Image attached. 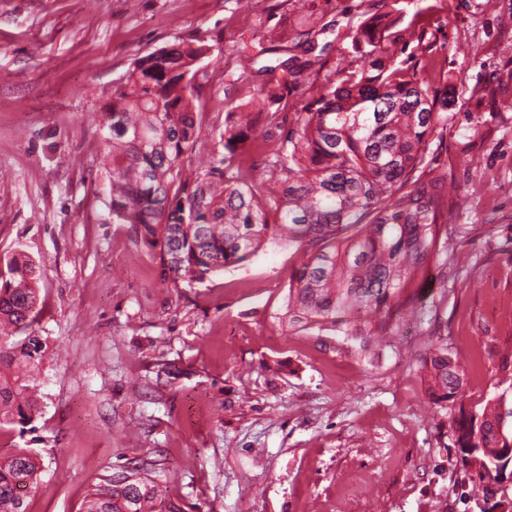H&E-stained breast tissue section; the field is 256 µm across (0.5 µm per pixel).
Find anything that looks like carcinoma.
I'll list each match as a JSON object with an SVG mask.
<instances>
[{
    "mask_svg": "<svg viewBox=\"0 0 512 512\" xmlns=\"http://www.w3.org/2000/svg\"><path fill=\"white\" fill-rule=\"evenodd\" d=\"M399 9L358 24L351 49L361 65L339 72L295 112L276 148L251 157L254 123L279 126L285 91L304 70L286 59L281 77L257 92L266 112L233 107L224 120V153L181 168L198 138L197 86L213 46L206 39L162 48L135 62L102 113L104 159L112 167V223L130 224L159 251L174 287H192L247 261L267 244L303 256L290 276L280 323L344 336L368 352L394 320L416 314L413 286L434 260L456 262L448 234L446 177L419 174L429 135L448 125L444 77L397 64ZM39 267L23 251L0 257V430L33 421L32 372L46 356L34 329ZM432 404L458 401L463 370L438 343L421 360ZM512 405L500 395L480 412H461L454 447L475 469L484 497L512 465ZM41 465L26 448L0 456V512H27ZM85 512H163L152 479L137 467L95 486Z\"/></svg>",
    "mask_w": 512,
    "mask_h": 512,
    "instance_id": "1",
    "label": "carcinoma"
}]
</instances>
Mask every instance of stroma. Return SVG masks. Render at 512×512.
Masks as SVG:
<instances>
[{
  "label": "stroma",
  "instance_id": "stroma-1",
  "mask_svg": "<svg viewBox=\"0 0 512 512\" xmlns=\"http://www.w3.org/2000/svg\"><path fill=\"white\" fill-rule=\"evenodd\" d=\"M401 10L398 64L448 77V124L425 167L459 197L448 230L461 266L428 267L417 313L367 358L341 336L283 327L300 255L265 247L191 288L109 214L100 120L137 58L208 39L193 160L224 151V117L270 66L310 59L304 17L328 50L280 103L293 119L335 72L359 66L363 20ZM512 0H0V256L40 267L46 343L29 431L0 454L42 465L28 512H82L94 485L143 461L180 512H486L454 446L459 410L512 401ZM288 35L285 50L272 35ZM311 60V59H310ZM465 373L436 412L421 359L436 337Z\"/></svg>",
  "mask_w": 512,
  "mask_h": 512
}]
</instances>
